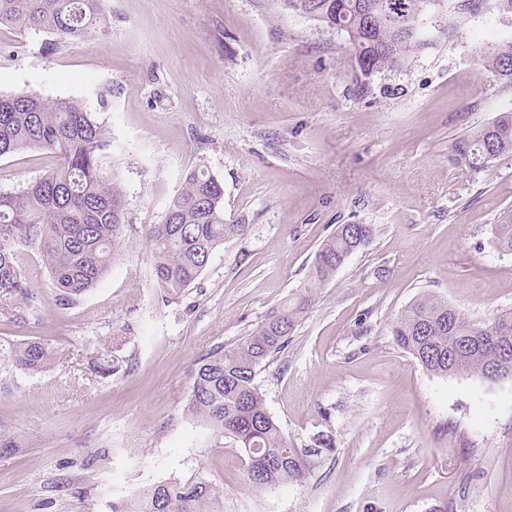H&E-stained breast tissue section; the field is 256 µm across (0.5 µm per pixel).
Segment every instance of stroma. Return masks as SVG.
<instances>
[{"label": "stroma", "mask_w": 512, "mask_h": 512, "mask_svg": "<svg viewBox=\"0 0 512 512\" xmlns=\"http://www.w3.org/2000/svg\"><path fill=\"white\" fill-rule=\"evenodd\" d=\"M104 27L72 42L0 27V94L84 104L112 134L128 200L124 248L103 278L59 305L41 255L0 309V352L53 344L42 372L0 370V512H112L153 484L223 487L222 512H512V382L427 372L390 327L435 294L469 317L512 310V254L494 232L512 210V157L472 170L463 136L512 113V85L485 52L512 16L447 8L428 48L369 82L345 35L283 0H104ZM55 165L0 159V191ZM224 185V221L245 225L198 279L165 298L146 233L187 172ZM341 224H370L255 383L294 447L331 451L305 479L256 490L243 456L185 406L196 363L238 343L304 284ZM116 366L94 371L99 352Z\"/></svg>", "instance_id": "stroma-1"}]
</instances>
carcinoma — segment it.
I'll return each mask as SVG.
<instances>
[{
  "label": "carcinoma",
  "instance_id": "1",
  "mask_svg": "<svg viewBox=\"0 0 512 512\" xmlns=\"http://www.w3.org/2000/svg\"><path fill=\"white\" fill-rule=\"evenodd\" d=\"M284 2L345 32L356 54L378 74L427 46L418 24L432 0H386L388 12L367 20L360 15L359 0ZM101 5L102 0H0V25L84 40L104 21ZM484 62L512 84V41ZM25 150L49 153L56 164L21 191H0V298L23 293L22 251L33 250L45 259L58 300L67 305L93 288L122 250L127 200L112 173V137L78 101L0 94V158ZM453 152L458 162L474 169L512 157V115L459 139ZM244 229L243 224L224 223L223 184L203 170L190 172L170 200L164 221L147 232L158 288L171 299L181 295L217 247ZM373 235L370 224L338 227L318 249L298 293L272 309L240 342L209 354L193 370L187 414L238 445L246 481L256 489L303 480L314 458L331 449L327 434L307 448L290 447L254 380L258 367L288 346L317 290ZM495 240L498 248L512 252V213L497 225ZM391 332L397 346L433 375L486 379L496 369L502 379L512 380L511 310L478 321L439 296L424 295L400 314ZM60 358L51 344L30 341L11 348L0 362L41 372ZM223 496V489L204 480L169 479L112 512H217Z\"/></svg>",
  "mask_w": 512,
  "mask_h": 512
}]
</instances>
